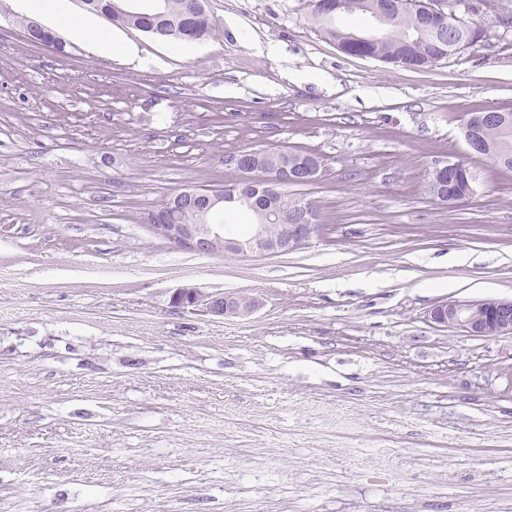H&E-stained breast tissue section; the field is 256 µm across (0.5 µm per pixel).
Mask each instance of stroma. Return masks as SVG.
<instances>
[{
    "label": "stroma",
    "mask_w": 512,
    "mask_h": 512,
    "mask_svg": "<svg viewBox=\"0 0 512 512\" xmlns=\"http://www.w3.org/2000/svg\"><path fill=\"white\" fill-rule=\"evenodd\" d=\"M182 52L29 44L0 0V512H512V337L439 328L512 299V171L424 191L473 112H512V31L424 70L342 53L309 0H208ZM315 153L288 192L324 229L212 257L143 214L232 178L226 155ZM261 297L187 313L176 289ZM464 168L463 171L449 170L439 175L447 193V202L448 195L456 202L469 199L474 194L476 175L470 166ZM427 318L434 326L461 329L471 336L511 337L512 299L442 301Z\"/></svg>",
    "instance_id": "obj_1"
}]
</instances>
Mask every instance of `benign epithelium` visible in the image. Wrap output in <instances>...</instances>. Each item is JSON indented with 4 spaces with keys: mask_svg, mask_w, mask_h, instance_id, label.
Here are the masks:
<instances>
[{
    "mask_svg": "<svg viewBox=\"0 0 512 512\" xmlns=\"http://www.w3.org/2000/svg\"><path fill=\"white\" fill-rule=\"evenodd\" d=\"M429 10L448 20V26L456 28L464 19L448 9V5L437 0L429 5ZM366 17L372 27L364 32L347 33L350 45L378 43L386 39L390 29L387 14L367 10ZM466 152L454 161L433 164L429 171V182L425 184L427 195L434 201L440 196L435 176L450 167L469 164L474 157L481 156L482 145L473 136L465 139ZM272 155L269 149L242 150L233 154L232 163L240 168L238 181L228 187L187 186L172 195L162 210L149 211L144 217L149 232L177 247L206 256H220L231 253L239 257L253 255H275L294 251L319 234L316 214L309 202L295 205L300 221L284 226L279 237L268 234L267 225L255 224L247 237H236L224 233L218 224L200 221L197 224L174 223L170 215L191 205L199 216L207 215L224 201V190L230 196L238 195L259 205V202L279 192L288 182L310 183L321 174L323 163L320 157L310 156L305 163L291 168L281 166L275 172L257 175L259 163ZM263 305L257 296L239 297L233 293H209L195 287L179 288L172 295V306L189 312H203L213 317H247L256 313ZM428 321L440 328L461 329L472 336L496 338L512 335V299L477 301H442L427 313Z\"/></svg>",
    "mask_w": 512,
    "mask_h": 512,
    "instance_id": "benign-epithelium-1",
    "label": "benign epithelium"
}]
</instances>
